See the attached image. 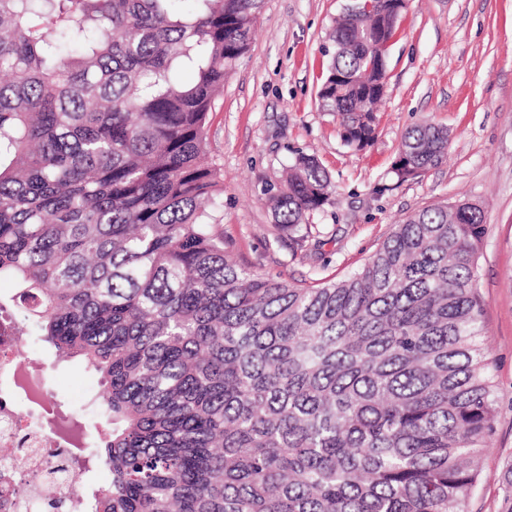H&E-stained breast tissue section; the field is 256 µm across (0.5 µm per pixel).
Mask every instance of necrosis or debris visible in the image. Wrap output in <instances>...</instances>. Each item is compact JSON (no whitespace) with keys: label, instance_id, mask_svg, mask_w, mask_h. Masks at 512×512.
<instances>
[{"label":"necrosis or debris","instance_id":"obj_1","mask_svg":"<svg viewBox=\"0 0 512 512\" xmlns=\"http://www.w3.org/2000/svg\"><path fill=\"white\" fill-rule=\"evenodd\" d=\"M58 409L44 370L32 362L15 331L0 332V512H36L51 473L70 468L76 443L57 420Z\"/></svg>","mask_w":512,"mask_h":512}]
</instances>
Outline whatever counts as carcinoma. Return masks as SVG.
Returning a JSON list of instances; mask_svg holds the SVG:
<instances>
[{"label":"carcinoma","mask_w":512,"mask_h":512,"mask_svg":"<svg viewBox=\"0 0 512 512\" xmlns=\"http://www.w3.org/2000/svg\"><path fill=\"white\" fill-rule=\"evenodd\" d=\"M0 0V308L100 375L112 475L91 512H466L497 417L477 292L483 208L396 224L358 270L299 288L224 247L206 116L263 0ZM349 0L322 107L375 134L380 41L401 15ZM408 130L392 173L442 163ZM331 182L299 152L268 197L301 243Z\"/></svg>","instance_id":"obj_1"}]
</instances>
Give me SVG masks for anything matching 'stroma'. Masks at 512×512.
<instances>
[{"mask_svg":"<svg viewBox=\"0 0 512 512\" xmlns=\"http://www.w3.org/2000/svg\"><path fill=\"white\" fill-rule=\"evenodd\" d=\"M346 2L265 0L250 50L227 72L207 114L209 159L224 182V242L242 267L309 286L363 265L393 224L424 208L481 204L478 291L497 421L467 512H512V0H409L389 48L377 135L360 150L344 145L336 115L318 101ZM425 121L447 129L448 156L398 182L391 168L401 139ZM298 152L316 155L334 186L300 244L266 204ZM25 346L63 412L82 415L92 432L106 429L92 404L97 376L57 361L40 336Z\"/></svg>","mask_w":512,"mask_h":512,"instance_id":"stroma-1","label":"stroma"}]
</instances>
